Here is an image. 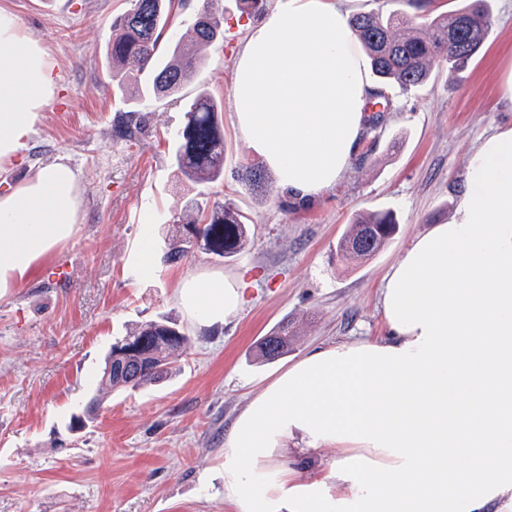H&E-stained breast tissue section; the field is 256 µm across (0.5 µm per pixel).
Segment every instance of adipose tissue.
<instances>
[{
  "label": "adipose tissue",
  "instance_id": "adipose-tissue-1",
  "mask_svg": "<svg viewBox=\"0 0 512 512\" xmlns=\"http://www.w3.org/2000/svg\"><path fill=\"white\" fill-rule=\"evenodd\" d=\"M374 86L336 0H281L251 29L233 79L237 127L279 187L311 200L349 171ZM34 33L0 8V162L53 99ZM80 183L54 163L0 197V297L76 231ZM219 274L184 279L178 303L205 324L241 307ZM388 334L319 348L237 419L224 491L238 512H512V126L468 159L452 218L416 236L381 292ZM336 452L329 474L255 482L283 438Z\"/></svg>",
  "mask_w": 512,
  "mask_h": 512
}]
</instances>
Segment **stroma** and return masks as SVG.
<instances>
[{
  "instance_id": "35a3bbf8",
  "label": "stroma",
  "mask_w": 512,
  "mask_h": 512,
  "mask_svg": "<svg viewBox=\"0 0 512 512\" xmlns=\"http://www.w3.org/2000/svg\"><path fill=\"white\" fill-rule=\"evenodd\" d=\"M217 5L224 37L203 50L207 64L183 94L204 88L223 104L219 197L249 216L251 241L229 259L199 250L165 265L173 220L195 188L178 177L170 153L181 103L156 102L136 140L115 141L114 118L131 109L136 90L113 88L105 48L127 0H0L40 38L58 82L16 158L0 163V183L16 186L63 162L78 171L82 193L77 233L47 259L71 264L73 284L45 281L35 269L0 298V512H237L224 496V454L237 417L306 353L385 336V274L413 237L448 222L469 155L512 124V106L500 94L512 67V0H491L493 26L480 56L460 73L436 71L412 93L387 87L391 110L377 132L363 136L349 172L320 198L291 209L275 172L258 191L236 176L258 160L234 123L232 73L259 19L243 13L240 0ZM382 210L399 220L387 244L359 264L338 260L337 243L353 216ZM146 240L149 276L137 259ZM203 272L244 283L236 317L213 325L187 317L179 287ZM162 316L190 337L177 370L90 408L94 376L112 343ZM285 319L297 326L288 355L253 359L254 344ZM74 415L85 425L71 431ZM334 457L332 449L289 442L265 477L289 468L321 478Z\"/></svg>"
}]
</instances>
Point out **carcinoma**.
<instances>
[{"label": "carcinoma", "instance_id": "1", "mask_svg": "<svg viewBox=\"0 0 512 512\" xmlns=\"http://www.w3.org/2000/svg\"><path fill=\"white\" fill-rule=\"evenodd\" d=\"M217 0H202L195 7L192 40L167 36L171 19L190 7L189 0H129L130 7L112 26L107 41V63L112 80L123 90L135 78L138 95L154 101L172 97L182 100L185 84L204 65L195 46L211 44L224 35L223 14ZM351 28L369 59L379 87L373 97L386 98L385 88L398 86L409 92L427 83L435 67L462 71L474 61L492 29L488 0H469L451 11L415 24L404 12H360L350 18ZM181 126L173 136L174 165L187 181L202 187L224 179V135L219 126L218 101L202 90L183 107ZM144 113L131 110L115 119L118 139L132 140L142 129ZM161 261L180 263L197 249L224 258L249 245V219L238 209L203 191L191 198L183 215L174 220ZM398 221L391 210L360 216L340 239L336 253L363 261L374 255L393 235ZM295 330L280 322L257 344V355L273 362L288 354ZM190 338L174 321L150 320L116 341L95 377L92 404L117 389L152 385L175 369L173 354L186 353Z\"/></svg>", "mask_w": 512, "mask_h": 512}]
</instances>
